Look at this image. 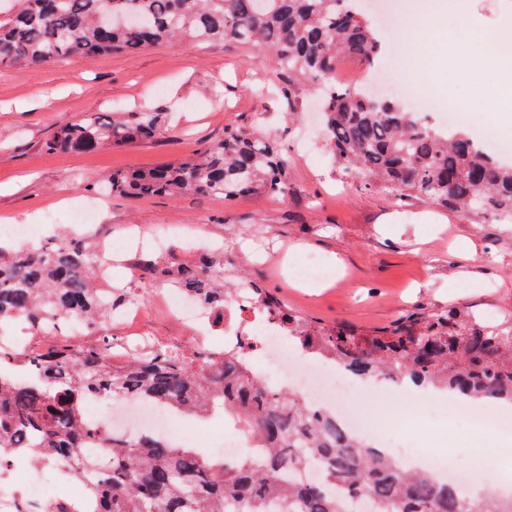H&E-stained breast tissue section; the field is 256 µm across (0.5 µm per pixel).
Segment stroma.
<instances>
[{
	"instance_id": "1",
	"label": "stroma",
	"mask_w": 512,
	"mask_h": 512,
	"mask_svg": "<svg viewBox=\"0 0 512 512\" xmlns=\"http://www.w3.org/2000/svg\"><path fill=\"white\" fill-rule=\"evenodd\" d=\"M426 64L404 47L387 67L417 94H437L442 112H472L467 58L441 44ZM317 81H289L258 47L175 42L135 55L71 58L51 67H0V225L40 224L45 211L95 205L122 248L130 232L173 225V253L199 234L249 246L268 231L289 252L340 264L335 282L300 288L264 261L250 281L288 297V307L328 325L373 331L417 309L464 306L478 315L512 313V224H495L416 199L406 202L343 181L316 114ZM153 111L172 116L155 138L89 153H47L58 127L93 112ZM230 126L269 131L288 158V193L225 201L205 196L112 197L95 185L130 167L153 168L195 156Z\"/></svg>"
}]
</instances>
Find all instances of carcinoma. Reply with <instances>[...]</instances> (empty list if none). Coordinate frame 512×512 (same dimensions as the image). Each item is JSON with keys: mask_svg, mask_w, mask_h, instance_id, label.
<instances>
[{"mask_svg": "<svg viewBox=\"0 0 512 512\" xmlns=\"http://www.w3.org/2000/svg\"><path fill=\"white\" fill-rule=\"evenodd\" d=\"M0 22V65H51L74 57L133 55L172 42L259 46L288 79L327 84L323 121L338 166L399 201L417 199L499 224H512V164L483 150L464 132L444 131L392 97L336 86V67L354 56L371 69L383 54L376 28L355 0H19ZM163 112L93 113L59 128L46 143L55 153H87L155 137ZM101 193L154 197L193 193L232 200L242 194L288 192V158L253 128L231 127L205 145L197 160L115 172ZM145 281L162 279L224 314V252L193 262H148ZM103 276L92 244L60 237L33 249L0 247V325L22 319L29 328L64 330L78 319L98 330L113 305L96 287ZM269 304L295 326L299 346L330 357L357 376L406 374L425 387L458 391L473 401L512 403V321L499 332L468 309L418 310L394 325L358 332L325 326ZM112 336L76 347L65 341L25 356L0 346V364L37 377L0 373V469L16 457L52 464L75 461L91 471L98 512H350L367 498L369 512H512V499L464 498L457 487L424 470H407L316 413L298 396L274 393L251 373L247 357L226 351L161 349L114 370L106 366ZM134 392L192 417L215 409L235 416L261 449L227 459L173 445L158 436L109 434L85 420L82 403L98 393ZM95 445L105 458L89 455ZM314 468L315 481L286 480Z\"/></svg>", "mask_w": 512, "mask_h": 512, "instance_id": "1", "label": "carcinoma"}]
</instances>
